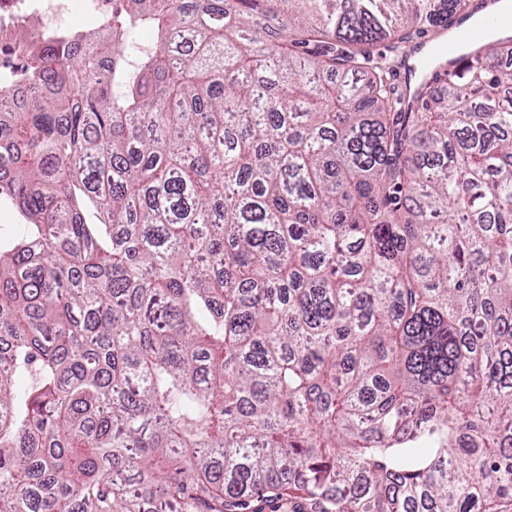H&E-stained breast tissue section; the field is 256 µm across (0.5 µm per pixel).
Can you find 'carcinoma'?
Here are the masks:
<instances>
[{"label":"carcinoma","instance_id":"obj_1","mask_svg":"<svg viewBox=\"0 0 512 512\" xmlns=\"http://www.w3.org/2000/svg\"><path fill=\"white\" fill-rule=\"evenodd\" d=\"M463 7L119 0L32 59L0 512L512 506V33L407 98L377 52Z\"/></svg>","mask_w":512,"mask_h":512}]
</instances>
